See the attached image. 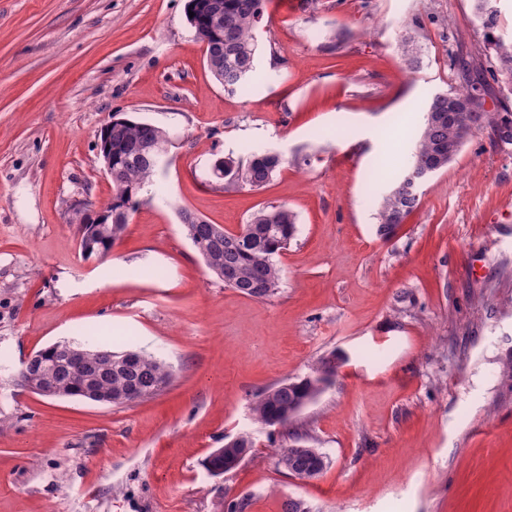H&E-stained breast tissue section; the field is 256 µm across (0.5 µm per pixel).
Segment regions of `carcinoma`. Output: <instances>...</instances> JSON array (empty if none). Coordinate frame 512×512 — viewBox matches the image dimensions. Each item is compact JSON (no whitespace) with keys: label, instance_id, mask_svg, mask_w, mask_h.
I'll list each match as a JSON object with an SVG mask.
<instances>
[{"label":"carcinoma","instance_id":"obj_1","mask_svg":"<svg viewBox=\"0 0 512 512\" xmlns=\"http://www.w3.org/2000/svg\"><path fill=\"white\" fill-rule=\"evenodd\" d=\"M478 14L484 30V48H459L452 57L460 84L436 94L429 102L424 123L417 137L404 175L377 203V234L392 238L398 227L420 205L419 187L405 181L414 170L431 169L438 173L458 156L466 142L477 132L487 130L493 144H512V40L495 34L497 11L487 6L489 0H477ZM264 0H187V18L197 40H208L205 59L215 79L228 92L246 89L256 76L257 46L253 30L264 16ZM492 106H487V101ZM116 122L107 138L112 142V166L117 181L112 183V199L104 211L124 217L119 223L92 224L87 228L94 250L105 257L110 254L109 240H119L129 224L138 196L156 175L152 148L166 142L167 131L154 124L115 115ZM283 157L253 153L245 160L227 157L215 162L224 173V189L249 187L259 190L279 172ZM186 234L197 227L203 240L192 241L210 271L224 285L256 299L278 293L282 270L276 257L287 249L296 232L297 216L284 205H266L255 211L236 230L211 224L192 211L179 210ZM331 354L318 359L311 373L298 381L284 379L273 393L264 391L254 401V419L267 425L278 419L281 426L293 418L290 410L305 399L316 398L335 374L326 373L328 363L338 361ZM105 377L100 389L112 396V404L126 405L129 395L144 400L156 395L172 381L169 366L155 356L141 351L114 353L112 360L97 359L96 350L87 351L85 363L76 368L68 351L51 348L37 361L18 372L21 386L40 384L51 389L81 390L87 380L98 373ZM254 440L248 433L233 438L224 453L210 454L204 467L221 474L230 467L225 458H238L252 452ZM327 466V457L317 448L306 445L294 452L292 467L298 476L317 478Z\"/></svg>","mask_w":512,"mask_h":512}]
</instances>
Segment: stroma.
Listing matches in <instances>:
<instances>
[{
	"mask_svg": "<svg viewBox=\"0 0 512 512\" xmlns=\"http://www.w3.org/2000/svg\"><path fill=\"white\" fill-rule=\"evenodd\" d=\"M186 3L0 0V512H512V146L477 133L394 237L375 219L459 82L458 44H483L473 0L266 9L260 78L234 94ZM115 112L174 145L111 255L87 259L72 219L112 197L96 143ZM269 148L285 163L263 189L211 174ZM267 204L297 232L279 293L255 299L208 270L177 210L234 230ZM92 336L164 360L170 385L120 406L17 386L33 353ZM333 351L288 427L254 421L261 392ZM243 431L251 455L208 472ZM293 433L328 458L318 478L280 465Z\"/></svg>",
	"mask_w": 512,
	"mask_h": 512,
	"instance_id": "obj_1",
	"label": "stroma"
}]
</instances>
